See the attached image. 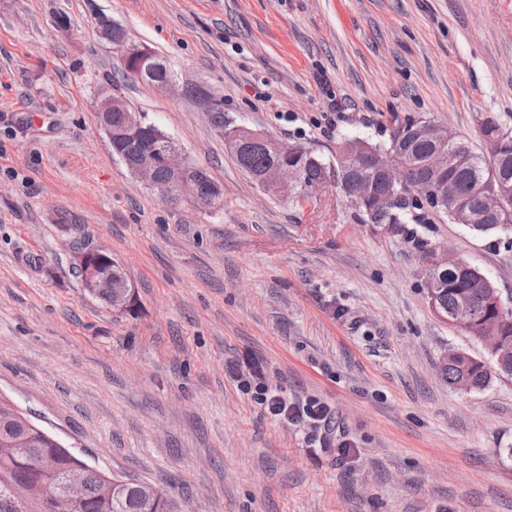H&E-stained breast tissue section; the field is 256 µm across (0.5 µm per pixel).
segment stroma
<instances>
[{
    "label": "stroma",
    "instance_id": "stroma-1",
    "mask_svg": "<svg viewBox=\"0 0 512 512\" xmlns=\"http://www.w3.org/2000/svg\"><path fill=\"white\" fill-rule=\"evenodd\" d=\"M106 17L179 86L121 77ZM202 87L209 102L187 97ZM170 136L224 204L162 202L112 153L102 92ZM331 156L412 115L482 145L512 131V0H0V394L89 465L185 512H512V379L448 385L484 345L431 310L420 248L480 269L512 307V231L439 216L408 235L330 188L271 197L208 116ZM109 254L133 308L88 296ZM327 403L355 454L256 404Z\"/></svg>",
    "mask_w": 512,
    "mask_h": 512
}]
</instances>
